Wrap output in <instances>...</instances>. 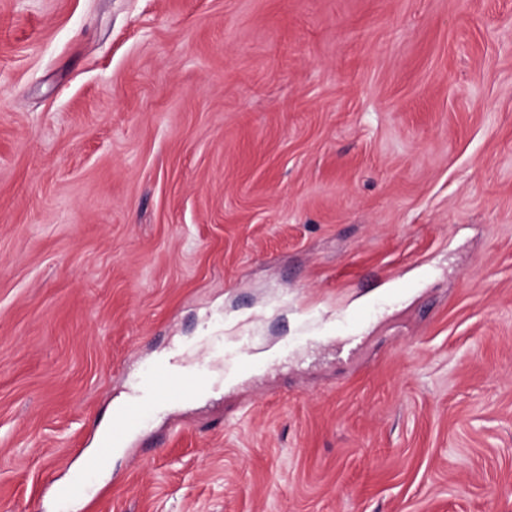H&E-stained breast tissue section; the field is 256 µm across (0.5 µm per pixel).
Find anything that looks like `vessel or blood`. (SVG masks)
Masks as SVG:
<instances>
[{
	"mask_svg": "<svg viewBox=\"0 0 512 512\" xmlns=\"http://www.w3.org/2000/svg\"><path fill=\"white\" fill-rule=\"evenodd\" d=\"M210 388L211 380L202 372L194 370L176 375L164 366H155L150 370L147 381L143 383L138 399L128 404L123 413L114 416L111 435L100 440L96 454L82 460L83 472L88 475L94 474L101 459L107 457L115 445L123 443L128 433L134 431L142 423L147 412L156 405Z\"/></svg>",
	"mask_w": 512,
	"mask_h": 512,
	"instance_id": "1",
	"label": "vessel or blood"
}]
</instances>
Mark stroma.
<instances>
[{
    "instance_id": "obj_1",
    "label": "stroma",
    "mask_w": 512,
    "mask_h": 512,
    "mask_svg": "<svg viewBox=\"0 0 512 512\" xmlns=\"http://www.w3.org/2000/svg\"><path fill=\"white\" fill-rule=\"evenodd\" d=\"M0 512H512V0H0ZM210 389L209 376L198 370L176 375L164 366H155L149 371L148 380L142 384L139 398L128 404L123 413H113L112 428L103 429L105 432L112 430V434L100 440L96 454L81 461V469L88 477L94 474L100 461L111 453L112 447L123 443L128 433L134 431L147 412L156 405L179 400L189 393Z\"/></svg>"
}]
</instances>
